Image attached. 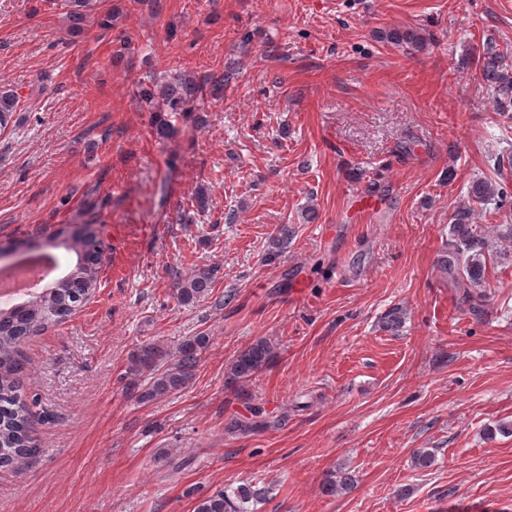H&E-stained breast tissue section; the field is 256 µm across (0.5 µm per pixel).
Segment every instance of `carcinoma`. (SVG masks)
Returning a JSON list of instances; mask_svg holds the SVG:
<instances>
[{
    "mask_svg": "<svg viewBox=\"0 0 512 512\" xmlns=\"http://www.w3.org/2000/svg\"><path fill=\"white\" fill-rule=\"evenodd\" d=\"M100 0H71L68 19L75 34L83 31L86 18L99 9ZM382 39L396 46L419 50L424 38L414 31L389 30ZM481 85L497 99L498 111L512 112V45L499 47L487 42L474 58ZM228 79L223 73H210L198 79L175 78L157 84L141 81L136 93L142 101L151 104L160 99L155 108V133L165 138L170 133L168 119L163 113L191 112L210 97L224 95ZM18 97L11 91H0V131L16 122ZM503 201V191L490 181L474 183L467 199L459 204L449 218L453 239L448 243V257L443 266L457 274L463 285L479 286L485 279L488 243L481 235L482 226L476 217L487 212L490 203ZM88 222L81 234L65 229L58 231V245L74 254L69 270L50 286L21 303L0 307V468H12L27 462L34 455L30 435V404L21 392L18 374L22 366L19 347L31 336L63 323L79 306L94 296L100 286L98 261L100 241ZM216 271L199 267L177 278L175 297L183 305H193L211 293ZM210 342L209 336L199 334L183 340L177 348V360L163 362L164 352L154 346H145L130 359L129 370L145 376L148 399L176 393L195 375L202 353ZM274 356V346L261 338L236 355L230 365L231 379L247 380L265 367ZM265 490L252 482H242L198 498L194 512H249L248 504L263 498Z\"/></svg>",
    "mask_w": 512,
    "mask_h": 512,
    "instance_id": "cac0c4a2",
    "label": "carcinoma"
}]
</instances>
